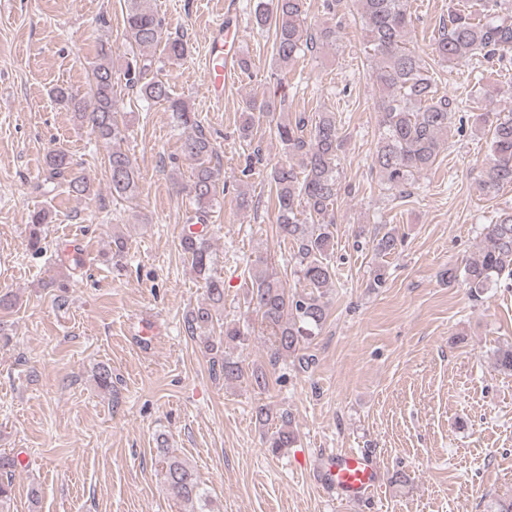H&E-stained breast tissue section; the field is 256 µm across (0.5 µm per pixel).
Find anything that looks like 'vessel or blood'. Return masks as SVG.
<instances>
[{
    "label": "vessel or blood",
    "instance_id": "b4317fda",
    "mask_svg": "<svg viewBox=\"0 0 512 512\" xmlns=\"http://www.w3.org/2000/svg\"><path fill=\"white\" fill-rule=\"evenodd\" d=\"M241 42V30L231 20L217 21L209 31L205 72L207 93L214 101H221L225 86L237 78ZM316 480L342 500L359 501L374 489L378 471L364 453L350 449L332 455Z\"/></svg>",
    "mask_w": 512,
    "mask_h": 512
}]
</instances>
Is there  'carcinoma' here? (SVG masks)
<instances>
[{
  "label": "carcinoma",
  "instance_id": "carcinoma-1",
  "mask_svg": "<svg viewBox=\"0 0 512 512\" xmlns=\"http://www.w3.org/2000/svg\"><path fill=\"white\" fill-rule=\"evenodd\" d=\"M125 30L131 47L140 51L156 46L162 39V20L145 6L144 0H127ZM367 39L365 51L375 60L374 78L380 92L377 104L379 127L372 168L390 188L403 194L415 176L431 168L437 160L448 131L453 101L439 92L437 82L425 61L406 46L405 35L411 25L408 0H356ZM305 0H271V8L259 0L254 19L258 26L274 25L273 53L279 64L287 65L302 52L318 45H334L336 27L326 25L310 34L304 28ZM439 61L457 64L474 58H492L512 52V0H482L477 11L451 9L448 23L440 27L434 41ZM168 60L178 62L190 54L182 38L165 43ZM148 64L137 54L127 61L123 78L126 86L149 103H165L176 121L191 133L181 143V152L195 162L189 195L194 204L193 219L203 224L209 211L219 203L218 170L211 166L215 148L205 134L195 112L173 96L167 82L157 76L145 78ZM52 98L60 107L88 123L92 133L106 148L107 171L112 197L129 200L137 188L138 172L131 157L117 147L125 139L126 127L116 119L117 97L112 69V51L101 45L91 65L90 96L70 86H56ZM274 118L268 102L252 104L240 135L249 139L263 121ZM275 135L288 150L291 161L274 166L269 173L278 205V228L282 240L294 247L296 273L303 289L290 291L276 273L258 269L251 276L248 304L260 315L261 324L270 330L275 367L293 358L296 369L306 371L313 358L304 353L305 345L319 335L328 315L327 294L335 277L329 251L334 240V220L330 219L338 198V160L344 140L333 112H318L314 117L299 116L294 122H278ZM489 156L482 171L479 189L485 195L512 185V116L498 118L488 129ZM62 180L68 192L77 197L94 194L90 178L74 171L69 153L58 148L46 159L45 182ZM50 214L33 212L27 224L29 245L42 249V236ZM397 246L395 230L376 240L382 255ZM180 247L190 266L203 281L206 302L189 310L185 326L189 333L214 327L224 306V281L213 274L215 259L202 234L189 228ZM512 276V212L503 211L495 222L482 227L477 254L458 273L448 268L450 281L463 278L474 293H480L502 275ZM248 332L233 323L224 324L222 336L208 340L204 349L210 355L215 376L224 383L246 381L259 391L270 385V374L263 368L248 369L234 357L232 349L245 345ZM297 436L289 413L280 415L272 430L264 435V445L278 454L293 448ZM162 459V474L171 494L208 512V493L198 472L170 454L157 449ZM16 458L0 454V512H10Z\"/></svg>",
  "mask_w": 512,
  "mask_h": 512
}]
</instances>
